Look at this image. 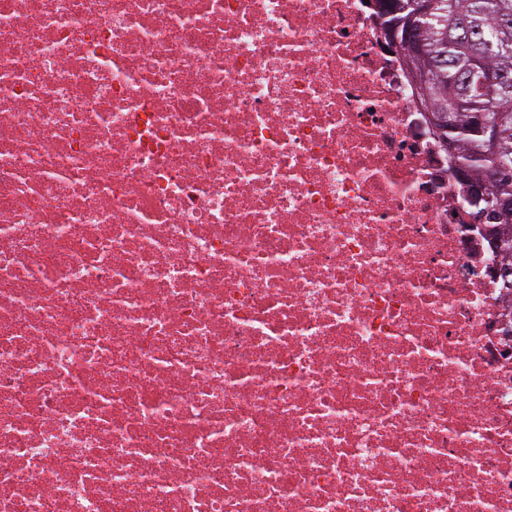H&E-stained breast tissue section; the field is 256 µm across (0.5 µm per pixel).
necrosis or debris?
<instances>
[{
    "label": "necrosis or debris",
    "mask_w": 512,
    "mask_h": 512,
    "mask_svg": "<svg viewBox=\"0 0 512 512\" xmlns=\"http://www.w3.org/2000/svg\"><path fill=\"white\" fill-rule=\"evenodd\" d=\"M380 0H0V512H512V292Z\"/></svg>",
    "instance_id": "1"
}]
</instances>
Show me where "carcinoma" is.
Returning <instances> with one entry per match:
<instances>
[{"label":"carcinoma","mask_w":512,"mask_h":512,"mask_svg":"<svg viewBox=\"0 0 512 512\" xmlns=\"http://www.w3.org/2000/svg\"><path fill=\"white\" fill-rule=\"evenodd\" d=\"M400 2L401 17L415 16L430 52L443 63L441 74L418 91L417 98L427 112L439 103L459 107V121L447 132L458 144V162L478 175L486 168L498 170L480 203L486 208L498 195L512 193V0H433L431 11L420 16L415 15L417 0ZM478 66L506 79L477 85L471 73ZM472 110L484 112L497 126V151L484 150V137L467 118ZM490 233L500 243V263L512 269V218L492 225Z\"/></svg>","instance_id":"cac0c4a2"}]
</instances>
